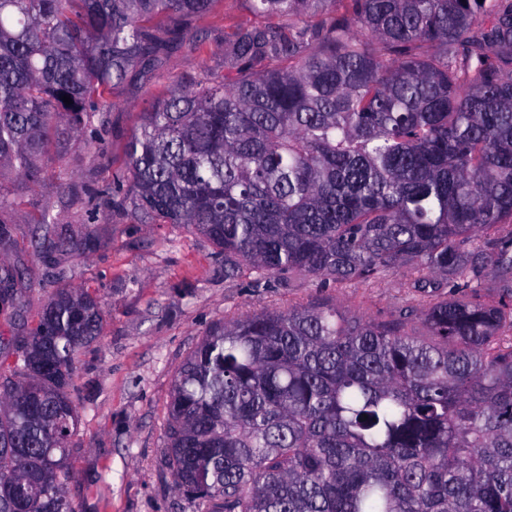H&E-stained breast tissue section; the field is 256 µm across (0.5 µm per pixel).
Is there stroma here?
<instances>
[{
	"instance_id": "obj_1",
	"label": "stroma",
	"mask_w": 512,
	"mask_h": 512,
	"mask_svg": "<svg viewBox=\"0 0 512 512\" xmlns=\"http://www.w3.org/2000/svg\"><path fill=\"white\" fill-rule=\"evenodd\" d=\"M251 19L247 0H218L194 21L193 35L166 59L160 78L114 91L102 151L63 130L42 161L39 183L4 179L16 205L9 216L13 237L0 259L17 265L24 282L16 304L0 307V351L27 338L59 285L57 269L67 271L62 285L92 294L103 314L100 336L73 361L78 426L68 440L72 477L62 492L74 512H198L194 499L172 485L166 406L177 369L216 324L316 300L385 319L414 302L402 269L369 283L325 285L294 276L255 288L246 274L225 279L224 259L203 235L129 207L90 212L83 189L106 184L125 168L140 112L199 73L223 80L224 46ZM47 208L71 246L46 256L35 246L34 228Z\"/></svg>"
}]
</instances>
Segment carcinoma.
Returning a JSON list of instances; mask_svg holds the SVG:
<instances>
[{
  "label": "carcinoma",
  "mask_w": 512,
  "mask_h": 512,
  "mask_svg": "<svg viewBox=\"0 0 512 512\" xmlns=\"http://www.w3.org/2000/svg\"><path fill=\"white\" fill-rule=\"evenodd\" d=\"M215 2L0 0V176L37 182L61 126L103 145L112 89L157 74ZM247 2L234 80L153 100L88 200L206 236L226 278L404 268L419 304L212 328L167 407L175 489L200 512H512V0ZM14 206L0 190L1 247ZM53 223L39 248L63 245ZM20 278L0 263L1 305ZM102 320L62 289L0 356V512H73V359Z\"/></svg>",
  "instance_id": "obj_1"
}]
</instances>
